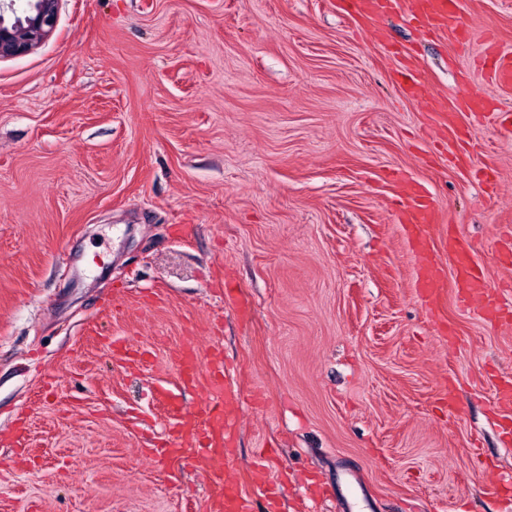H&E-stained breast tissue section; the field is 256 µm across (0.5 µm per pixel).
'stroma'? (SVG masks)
Instances as JSON below:
<instances>
[{
    "label": "stroma",
    "mask_w": 512,
    "mask_h": 512,
    "mask_svg": "<svg viewBox=\"0 0 512 512\" xmlns=\"http://www.w3.org/2000/svg\"><path fill=\"white\" fill-rule=\"evenodd\" d=\"M460 22L464 46L341 0H59L53 34L0 61V512H209L204 469L146 453L189 337L237 373L255 512L272 482L282 512H512V491H482L512 476V321L460 301L448 248L512 279V136L461 109H512L479 65L488 42L512 50V0H462ZM407 62L453 126L405 95ZM406 178L440 215L435 316Z\"/></svg>",
    "instance_id": "1"
}]
</instances>
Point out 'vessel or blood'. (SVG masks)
<instances>
[{
  "instance_id": "obj_1",
  "label": "vessel or blood",
  "mask_w": 512,
  "mask_h": 512,
  "mask_svg": "<svg viewBox=\"0 0 512 512\" xmlns=\"http://www.w3.org/2000/svg\"><path fill=\"white\" fill-rule=\"evenodd\" d=\"M342 4L349 15L363 18L394 7L410 21L435 32L448 33L458 43L465 44L470 39L468 28L458 22L459 0H342ZM481 68L496 86L512 88L511 51L497 47L486 50ZM400 76L408 95L423 97L427 112L440 116L446 122L454 120L453 110L441 105L435 98L424 97L421 85L411 70H402ZM407 220L418 249H427L428 243L421 227L436 223L437 212L423 187H414L412 191ZM450 248L459 260L456 278L461 288L471 294L493 292L494 299L486 305L484 314L489 318L495 317L506 302L512 300V288L503 286L489 289L483 274L470 261L472 247L466 241L453 240ZM439 272V264L434 263L417 276L419 293L434 305L439 302ZM179 370L182 386L207 382L211 394L203 410L197 414L185 410L179 394L163 385L155 389L156 400L173 417L179 438L190 435L197 459L210 464L212 483L223 487L224 494L215 498L213 512H253L252 497L226 478L228 467L235 459L233 442L239 405L238 391L229 382V369L222 358L214 357L210 359L207 370H200L196 346L190 342L180 352ZM179 438L171 442L170 452L180 451Z\"/></svg>"
}]
</instances>
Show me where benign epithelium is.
Masks as SVG:
<instances>
[{
    "mask_svg": "<svg viewBox=\"0 0 512 512\" xmlns=\"http://www.w3.org/2000/svg\"><path fill=\"white\" fill-rule=\"evenodd\" d=\"M16 0H0V59L32 52L47 39L56 26L58 0H25L22 13Z\"/></svg>",
    "mask_w": 512,
    "mask_h": 512,
    "instance_id": "1",
    "label": "benign epithelium"
}]
</instances>
